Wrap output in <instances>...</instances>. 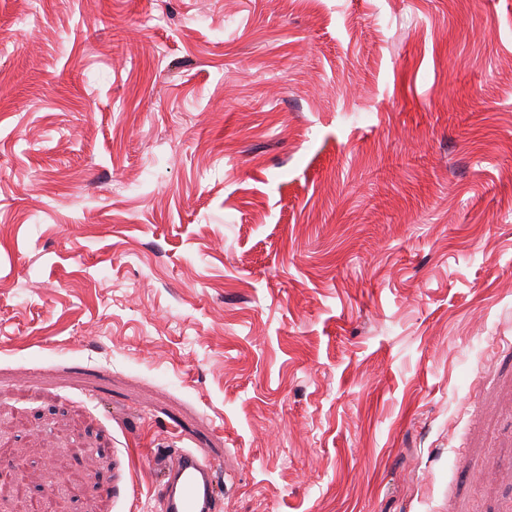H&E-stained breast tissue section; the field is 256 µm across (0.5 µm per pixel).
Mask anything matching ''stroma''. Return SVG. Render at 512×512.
I'll use <instances>...</instances> for the list:
<instances>
[{"label":"stroma","mask_w":512,"mask_h":512,"mask_svg":"<svg viewBox=\"0 0 512 512\" xmlns=\"http://www.w3.org/2000/svg\"><path fill=\"white\" fill-rule=\"evenodd\" d=\"M1 439L51 512H512V0H0ZM158 489L162 512H218L219 467L202 448L180 449L168 456Z\"/></svg>","instance_id":"1"}]
</instances>
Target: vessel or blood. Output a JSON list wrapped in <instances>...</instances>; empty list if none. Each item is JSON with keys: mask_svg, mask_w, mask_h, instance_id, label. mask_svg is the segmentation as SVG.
<instances>
[{"mask_svg": "<svg viewBox=\"0 0 512 512\" xmlns=\"http://www.w3.org/2000/svg\"><path fill=\"white\" fill-rule=\"evenodd\" d=\"M218 475L203 449L173 452L158 489L161 512H219Z\"/></svg>", "mask_w": 512, "mask_h": 512, "instance_id": "vessel-or-blood-1", "label": "vessel or blood"}]
</instances>
